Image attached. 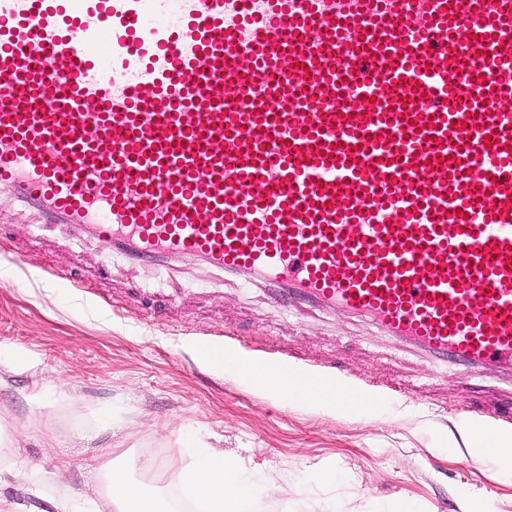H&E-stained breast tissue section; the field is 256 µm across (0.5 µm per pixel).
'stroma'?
Masks as SVG:
<instances>
[{
    "mask_svg": "<svg viewBox=\"0 0 512 512\" xmlns=\"http://www.w3.org/2000/svg\"><path fill=\"white\" fill-rule=\"evenodd\" d=\"M36 217L0 191V512H53L95 495L108 468L189 506L177 476L203 440L263 475L241 512H512V473L475 461L470 412L502 425L512 372L433 362L369 323L295 302L278 308L241 274L129 267L95 241L31 242ZM79 265L76 282L54 279ZM288 364L385 397L378 414H336L260 391L202 355L210 346ZM330 472L335 481L318 482Z\"/></svg>",
    "mask_w": 512,
    "mask_h": 512,
    "instance_id": "1",
    "label": "stroma"
}]
</instances>
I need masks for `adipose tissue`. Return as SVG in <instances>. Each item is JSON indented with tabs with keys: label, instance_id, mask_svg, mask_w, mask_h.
Masks as SVG:
<instances>
[{
	"label": "adipose tissue",
	"instance_id": "obj_1",
	"mask_svg": "<svg viewBox=\"0 0 512 512\" xmlns=\"http://www.w3.org/2000/svg\"><path fill=\"white\" fill-rule=\"evenodd\" d=\"M207 356L212 363L225 366L251 383H263L266 392L292 402L342 413H363L377 407L373 401H339L326 394L299 392L291 386L278 385L280 368L229 356L217 348L208 351ZM181 480L204 503L205 512H236L241 502L264 493L259 478L246 475L233 460L205 451L200 453L192 469L182 473ZM107 496L113 512H165L166 509L161 498L146 492L123 469L109 471Z\"/></svg>",
	"mask_w": 512,
	"mask_h": 512
}]
</instances>
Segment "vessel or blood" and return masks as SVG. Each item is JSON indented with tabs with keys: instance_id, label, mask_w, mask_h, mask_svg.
Wrapping results in <instances>:
<instances>
[{
	"instance_id": "vessel-or-blood-1",
	"label": "vessel or blood",
	"mask_w": 512,
	"mask_h": 512,
	"mask_svg": "<svg viewBox=\"0 0 512 512\" xmlns=\"http://www.w3.org/2000/svg\"><path fill=\"white\" fill-rule=\"evenodd\" d=\"M0 189L512 366V0H0Z\"/></svg>"
}]
</instances>
